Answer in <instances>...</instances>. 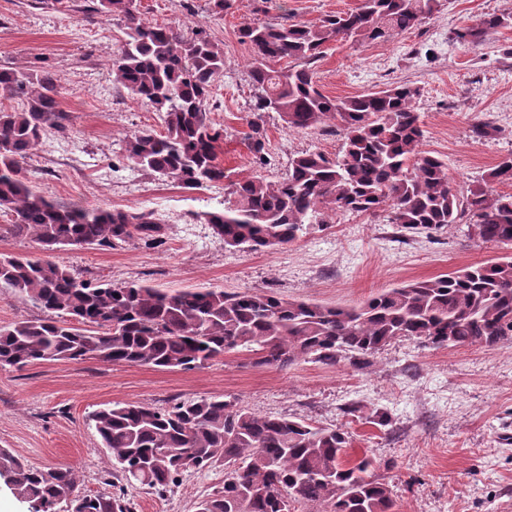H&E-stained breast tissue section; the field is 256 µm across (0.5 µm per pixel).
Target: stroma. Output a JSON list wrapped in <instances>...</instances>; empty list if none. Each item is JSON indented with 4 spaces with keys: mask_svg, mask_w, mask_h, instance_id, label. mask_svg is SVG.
<instances>
[{
    "mask_svg": "<svg viewBox=\"0 0 512 512\" xmlns=\"http://www.w3.org/2000/svg\"><path fill=\"white\" fill-rule=\"evenodd\" d=\"M360 0H269L270 15L289 13L313 23L347 12ZM96 0H0V66L24 68L37 60L54 68L60 106L69 114L64 135L47 134L26 169L37 191L57 203L92 209L150 211L167 226L158 245L125 244L55 252L54 260L91 282L145 281L163 290L222 288L273 291L331 306H355L377 292L464 266L512 257L511 245L484 243L458 224L432 236L401 231L381 218L350 214L315 229L284 249H226L194 212L224 205V188L196 192L128 166L118 151L125 135L163 132L160 113L112 82L108 63L123 33L95 10ZM141 0L144 18L188 28L205 16L206 0ZM252 0H236L209 31L224 50V74L214 85L213 123L224 130L220 159L232 175L276 181L290 155H336L339 127L292 129L266 119L269 164L254 163L246 145L252 87L251 55L238 28L251 18ZM512 12V0H443L419 28L387 43L327 45L314 64L332 97L417 87L414 101L425 129L423 148L445 160L460 194L512 155V29L487 31L476 45L461 44L458 29L488 13ZM493 122L494 138L477 137L478 122ZM219 397L250 410L288 415L352 435L350 456L380 459L399 512H512V343L432 348L397 339L379 350L370 368L348 362L327 368L312 362L257 366L248 353H231L206 368L183 371L84 361H41L0 369V448L35 467H69L86 494L112 493L113 470L89 421L108 404L166 408L178 401ZM357 402L387 409L389 431L345 416ZM224 485V467L188 470L159 495L128 484L132 512H195Z\"/></svg>",
    "mask_w": 512,
    "mask_h": 512,
    "instance_id": "stroma-1",
    "label": "stroma"
}]
</instances>
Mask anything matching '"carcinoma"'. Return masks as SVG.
<instances>
[{"instance_id": "cac0c4a2", "label": "carcinoma", "mask_w": 512, "mask_h": 512, "mask_svg": "<svg viewBox=\"0 0 512 512\" xmlns=\"http://www.w3.org/2000/svg\"><path fill=\"white\" fill-rule=\"evenodd\" d=\"M141 0H98L97 11L123 23L109 64L112 81L159 112L164 132L138 130L121 140L123 157L161 181L188 191L224 184V207L192 214L224 241L251 252L283 249L312 226L340 215L384 217L408 232L438 233L466 224L486 243L512 244V156L457 193L448 164L422 149L418 91L397 85L336 98L324 94L311 63L331 42H390L441 9V0H361L357 8L315 23L285 15L252 18L238 29L250 45L252 95L248 148L267 162L264 122L275 112L290 128L332 123L343 131L336 157L305 151L288 158L279 181L250 174L230 178L219 162L224 130L210 119V98L224 74V52L202 25L190 30L145 20ZM512 27V13L490 14L456 39L477 43L488 29ZM48 66L0 67V98H18L19 112L0 109V232L27 236L43 251L157 244L165 225L152 212L65 206L38 194L22 166L49 132L64 133L68 114ZM31 301L43 318L0 326V367L38 361H80L194 370L234 352L257 366L299 361L358 369L400 337L435 348L495 346L512 341V257L470 265L388 288L359 306H328L272 291L222 288L162 291L146 282L93 284L66 266L29 255L0 257V288ZM343 414L380 428L384 409L350 405ZM121 479L161 494L189 469L224 463V486L197 512H397L392 492L367 454L348 458L351 436L338 427L285 415H261L231 400L203 398L166 409L114 403L90 415ZM0 478L30 512H131L121 494L78 489L70 468H38L0 448Z\"/></svg>"}]
</instances>
